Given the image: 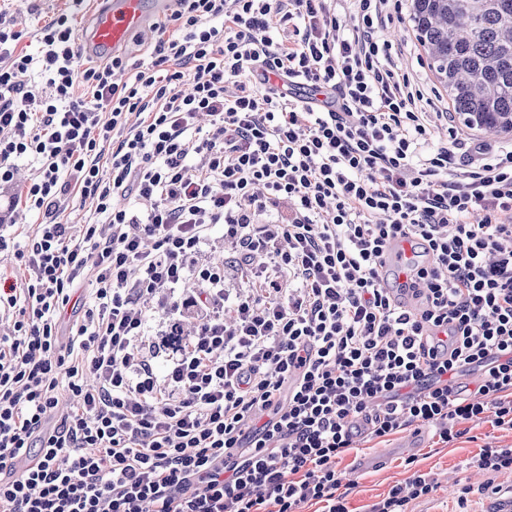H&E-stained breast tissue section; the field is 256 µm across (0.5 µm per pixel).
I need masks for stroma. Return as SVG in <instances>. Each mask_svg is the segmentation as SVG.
I'll return each mask as SVG.
<instances>
[{
    "mask_svg": "<svg viewBox=\"0 0 512 512\" xmlns=\"http://www.w3.org/2000/svg\"><path fill=\"white\" fill-rule=\"evenodd\" d=\"M93 7L94 0H0V13L22 31V43L33 53L38 50L37 33L42 26L65 12L74 29H81ZM384 35L395 45L397 62L412 73L425 97L431 99L432 111H444L448 93L429 70L410 21L390 25ZM237 257L234 244L225 240L224 229L218 226L202 244L196 262L222 263L224 286L234 292L246 285L235 264ZM461 430L459 438L442 444L427 429L411 427L351 451L338 464L350 512H369L393 486L405 484L416 471L435 478L438 487L429 497L410 501L407 512H458V497L463 493L468 496L470 512H500L507 507L512 502V472L483 473L466 468L465 462L480 449L512 445V433L480 422L462 424Z\"/></svg>",
    "mask_w": 512,
    "mask_h": 512,
    "instance_id": "stroma-1",
    "label": "stroma"
}]
</instances>
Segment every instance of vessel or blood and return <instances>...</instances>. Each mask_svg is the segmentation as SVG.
Returning <instances> with one entry per match:
<instances>
[{
    "instance_id": "vessel-or-blood-1",
    "label": "vessel or blood",
    "mask_w": 512,
    "mask_h": 512,
    "mask_svg": "<svg viewBox=\"0 0 512 512\" xmlns=\"http://www.w3.org/2000/svg\"><path fill=\"white\" fill-rule=\"evenodd\" d=\"M170 5L171 0H104L80 34L83 53L90 58L124 53L130 36L152 32L154 16Z\"/></svg>"
}]
</instances>
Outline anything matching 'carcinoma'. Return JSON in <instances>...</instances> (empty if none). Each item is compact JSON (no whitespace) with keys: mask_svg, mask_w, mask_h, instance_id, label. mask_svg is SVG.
Returning <instances> with one entry per match:
<instances>
[{"mask_svg":"<svg viewBox=\"0 0 512 512\" xmlns=\"http://www.w3.org/2000/svg\"><path fill=\"white\" fill-rule=\"evenodd\" d=\"M410 19L455 112L512 132V0H412Z\"/></svg>","mask_w":512,"mask_h":512,"instance_id":"carcinoma-1","label":"carcinoma"}]
</instances>
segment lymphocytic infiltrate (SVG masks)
<instances>
[{"instance_id":"lymphocytic-infiltrate-1","label":"lymphocytic infiltrate","mask_w":512,"mask_h":512,"mask_svg":"<svg viewBox=\"0 0 512 512\" xmlns=\"http://www.w3.org/2000/svg\"><path fill=\"white\" fill-rule=\"evenodd\" d=\"M389 2L174 0L150 63L81 71L68 14L34 54L0 30V250L17 209L48 218L16 248L23 282L0 281V512H349L336 464L357 440L512 431V148L485 156L450 112L429 148ZM33 68L44 91L17 82ZM72 188L97 215L75 233ZM218 225L249 282L231 298L222 266L194 264ZM402 241L422 259L394 288ZM190 277L196 334L148 342L146 302Z\"/></svg>"}]
</instances>
